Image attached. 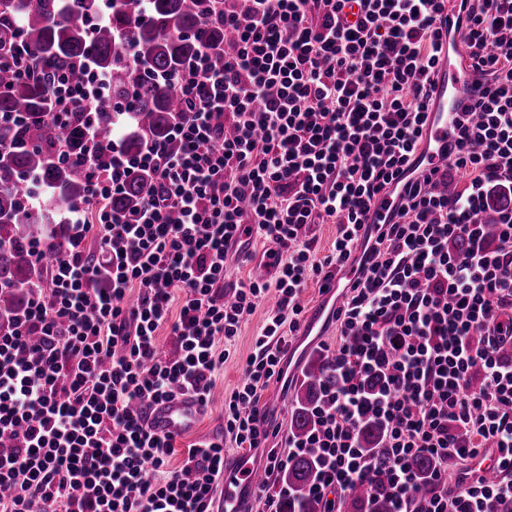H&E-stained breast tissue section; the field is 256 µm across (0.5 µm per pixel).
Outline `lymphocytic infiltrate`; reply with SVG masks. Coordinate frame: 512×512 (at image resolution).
Returning <instances> with one entry per match:
<instances>
[{"label":"lymphocytic infiltrate","instance_id":"lymphocytic-infiltrate-1","mask_svg":"<svg viewBox=\"0 0 512 512\" xmlns=\"http://www.w3.org/2000/svg\"><path fill=\"white\" fill-rule=\"evenodd\" d=\"M444 0H222L223 63L207 49L164 75L182 113L165 142L137 157L120 136L98 149L97 102L112 78L89 62L9 64L47 84L52 125L73 136L55 161L81 159L88 196L60 217L67 255L0 324V512H214L224 444L266 449V474L318 449L309 488L323 512L384 474L390 512H512V0H459L468 63L487 88L457 121L458 148L429 174L411 158L423 139ZM154 176L134 215L111 209L127 174ZM467 172L464 189L439 192ZM400 198L398 219L371 224L379 197ZM336 227L315 259L305 233ZM272 247L274 281L249 280L224 300L245 237ZM466 244L457 258L449 245ZM354 281L331 312L328 354L338 384L303 436L281 438L263 400L281 381L308 283L325 287L345 265ZM277 301L224 401V437L189 444L167 471L174 438L146 425L156 403L182 394L208 404L214 374L242 322ZM169 327L175 355L159 351ZM383 427L379 458L360 449L365 417ZM499 452L500 476L448 485V462ZM431 458L427 494L411 460Z\"/></svg>","mask_w":512,"mask_h":512}]
</instances>
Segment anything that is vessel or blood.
<instances>
[{
    "label": "vessel or blood",
    "mask_w": 512,
    "mask_h": 512,
    "mask_svg": "<svg viewBox=\"0 0 512 512\" xmlns=\"http://www.w3.org/2000/svg\"><path fill=\"white\" fill-rule=\"evenodd\" d=\"M433 100L423 129V147L416 151L420 172L426 173L438 162L440 150L454 142V116L481 97L486 78L482 71L460 69L448 49H442L440 61L432 75ZM199 402L179 395L153 407L149 422L157 431L181 436L193 431L202 415ZM496 451L488 448L470 458L467 468L458 472L457 480L469 483L472 476L497 474ZM265 480L263 470L238 463L225 467L222 478L224 512H243L245 502Z\"/></svg>",
    "instance_id": "b4317fda"
}]
</instances>
